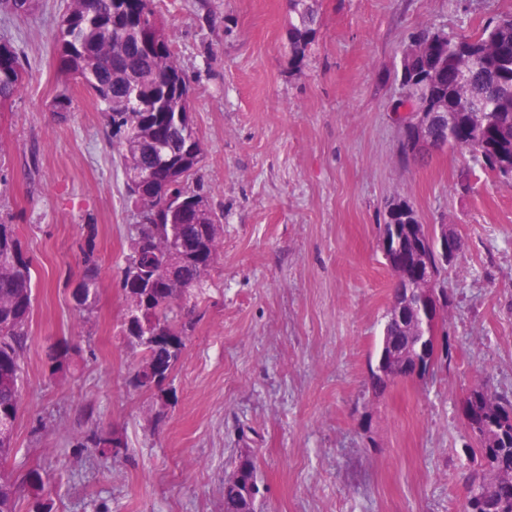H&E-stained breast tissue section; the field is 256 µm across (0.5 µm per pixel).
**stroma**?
Returning <instances> with one entry per match:
<instances>
[{"label":"stroma","mask_w":512,"mask_h":512,"mask_svg":"<svg viewBox=\"0 0 512 512\" xmlns=\"http://www.w3.org/2000/svg\"><path fill=\"white\" fill-rule=\"evenodd\" d=\"M68 0L0 13L21 48L20 97L0 114V217H13L36 284L23 358L16 459L19 512H224V477L252 453L262 512H463L480 454L462 416L475 385L512 395V188L471 153L399 159L396 73L417 28L472 33L512 0H323L303 65L288 54L287 0H157L196 88L197 174L224 213L209 300L169 381V404L128 379L125 306L110 275L132 207L103 108L62 87L53 55ZM69 92L70 112L52 104ZM469 174L472 193L456 192ZM448 225L462 253L447 274L452 359L423 382L374 393L394 278L379 247L387 205ZM96 225L100 288L90 318L73 304L82 227ZM79 355L49 377L51 342ZM113 431L119 455L81 447Z\"/></svg>","instance_id":"35a3bbf8"}]
</instances>
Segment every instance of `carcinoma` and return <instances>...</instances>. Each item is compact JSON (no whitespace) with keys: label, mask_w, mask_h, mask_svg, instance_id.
Masks as SVG:
<instances>
[{"label":"carcinoma","mask_w":512,"mask_h":512,"mask_svg":"<svg viewBox=\"0 0 512 512\" xmlns=\"http://www.w3.org/2000/svg\"><path fill=\"white\" fill-rule=\"evenodd\" d=\"M35 3L0 0V12L20 17ZM321 0H288V50L294 64L307 57L317 35ZM59 24L54 70L64 85L79 83L104 105L124 173L146 178L124 182L134 211L163 212L160 224H136L118 286L125 304L121 325L127 346L138 355L130 384L141 391L164 392L194 330L195 313L206 300V278L224 235V212L212 205L195 181L204 147L196 127L183 123L192 111L193 82L179 63L155 0H69ZM424 45L403 55L396 79L400 103L427 115L446 112L451 122L431 125L437 141L449 132L459 145L478 152L476 163L497 178L512 170V16H502L471 35L424 27ZM26 75L20 48L0 39V112L20 96ZM467 100L469 107L461 106ZM383 223L401 225L404 254L419 255L416 243L428 227L406 200L386 209ZM80 245L82 273L72 288L79 311L91 314L98 300L96 225H84ZM33 306V271L14 225L0 219V420L16 424L21 407L22 357ZM446 326L430 334L424 317L413 325L386 322L379 357H392L390 344L405 355L433 341L437 364L451 358ZM68 342L46 353L50 375L65 376L74 361ZM478 416L470 432L484 461L470 475L464 512H512V398L481 385L462 399ZM88 448L122 447L111 433L91 431ZM261 484L251 455L238 459L224 478V512H258L252 488ZM18 489L0 483V512H18Z\"/></svg>","instance_id":"obj_1"}]
</instances>
